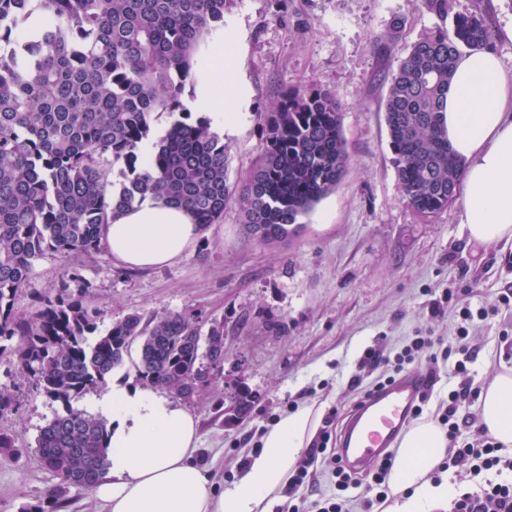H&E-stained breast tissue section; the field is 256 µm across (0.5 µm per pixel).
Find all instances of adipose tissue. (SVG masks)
I'll return each mask as SVG.
<instances>
[{
	"label": "adipose tissue",
	"instance_id": "1",
	"mask_svg": "<svg viewBox=\"0 0 512 512\" xmlns=\"http://www.w3.org/2000/svg\"><path fill=\"white\" fill-rule=\"evenodd\" d=\"M191 111L229 125L238 96L235 74L224 69V38L211 32L201 43L193 71ZM448 143L467 163L465 228L470 240L494 244L512 239V73L495 51L466 52L448 85ZM199 234L184 209L147 201L114 216L104 229L113 261L124 267L170 265ZM482 428L512 450V371L497 375L480 394ZM110 419L109 464L91 489L106 512H265L267 496L283 484L313 422V409L297 408L265 435L261 454L235 490L216 494L207 470L195 461V418L153 390L120 384L91 402ZM447 440L432 420L415 424L400 442L393 473L396 495L388 512H439L451 487L433 484L430 472L444 457Z\"/></svg>",
	"mask_w": 512,
	"mask_h": 512
}]
</instances>
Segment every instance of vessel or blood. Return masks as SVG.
Listing matches in <instances>:
<instances>
[{
	"label": "vessel or blood",
	"mask_w": 512,
	"mask_h": 512,
	"mask_svg": "<svg viewBox=\"0 0 512 512\" xmlns=\"http://www.w3.org/2000/svg\"><path fill=\"white\" fill-rule=\"evenodd\" d=\"M425 383V376L418 373L398 377L375 391L354 413L336 441L348 469L363 468L396 448Z\"/></svg>",
	"instance_id": "1"
}]
</instances>
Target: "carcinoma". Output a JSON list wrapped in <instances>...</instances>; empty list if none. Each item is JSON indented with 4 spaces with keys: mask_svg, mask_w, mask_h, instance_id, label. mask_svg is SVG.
Masks as SVG:
<instances>
[{
    "mask_svg": "<svg viewBox=\"0 0 512 512\" xmlns=\"http://www.w3.org/2000/svg\"><path fill=\"white\" fill-rule=\"evenodd\" d=\"M236 0H0V341L36 388L65 404L37 441L59 483L89 491L106 469V422L71 401L107 383L133 346L135 376L190 401L224 369V322L202 332L200 314L131 313L100 330L98 311L62 293L32 318L14 312L18 293L45 252L101 249L112 214L150 200L183 207L200 230L237 206L264 241L299 233L302 219L333 192L349 159L341 107L313 86L288 90L271 117L266 146L247 181L230 183V156L211 122L189 121L182 96L198 45ZM439 23L400 60L384 105L392 163L403 199L425 216L448 207L464 162L448 145L445 98L456 58L495 47L479 6L420 0ZM34 17L43 25L31 31ZM169 123L143 153L152 126ZM119 167V180L110 178ZM0 430V460L19 454Z\"/></svg>",
    "mask_w": 512,
    "mask_h": 512,
    "instance_id": "cac0c4a2",
    "label": "carcinoma"
}]
</instances>
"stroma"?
I'll list each match as a JSON object with an SVG mask.
<instances>
[{
    "label": "stroma",
    "mask_w": 512,
    "mask_h": 512,
    "mask_svg": "<svg viewBox=\"0 0 512 512\" xmlns=\"http://www.w3.org/2000/svg\"><path fill=\"white\" fill-rule=\"evenodd\" d=\"M481 5L491 16L496 51L512 72V0H455L466 13ZM436 22L419 0H236L224 17V53L237 67L245 103L220 137L230 154V178L247 176L265 144L280 95L315 85L342 106L350 155L344 179L304 217L301 232L268 245L245 230L237 206L200 232L193 250L166 266L115 265L108 249L46 253L14 305L25 317L67 285L71 298L92 302L99 327L127 314L147 317L197 312L224 323V370L185 408L199 422L195 459L217 491L234 490L262 432L292 405H310L316 420L337 408L345 422L378 371L359 369L365 349H400L420 328L451 336L455 322L433 316V293L469 288L473 305L494 306L512 288V239L469 241L464 205L423 217L402 197L384 122L387 78L420 34ZM397 31L388 53L376 41ZM502 315L480 322L475 380L489 384L511 369L502 359ZM360 376L361 387L348 380ZM257 400L249 420L224 425L223 404L236 382ZM0 393L13 412L0 429L15 433L20 453L0 461V512H25L45 502L57 479L36 450L42 428L64 411L36 390L10 352L0 353Z\"/></svg>",
    "instance_id": "35a3bbf8"
}]
</instances>
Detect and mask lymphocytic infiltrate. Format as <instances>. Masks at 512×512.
<instances>
[{
    "label": "lymphocytic infiltrate",
    "mask_w": 512,
    "mask_h": 512,
    "mask_svg": "<svg viewBox=\"0 0 512 512\" xmlns=\"http://www.w3.org/2000/svg\"><path fill=\"white\" fill-rule=\"evenodd\" d=\"M485 308L462 306L458 311V326L451 339L433 335L431 330H418L412 342L394 356H385L377 347L367 348L360 358L361 365L382 368L379 384H387L405 371L420 355H427L431 364L428 384L416 406L415 415H422L434 392L442 363H450V373L458 378L457 388L448 392L446 407L438 417L448 445L442 462L432 472L434 483H441L443 473L468 466L472 486L457 487L449 499V512H512V451L477 428V418L465 414L466 405L478 399L481 387L474 382L471 369L476 349L473 345L475 318L486 317ZM336 410H329L319 439L309 451L304 464L298 466L288 486L287 499L275 512H373L374 506L388 502L390 480L396 462L395 454L363 472L344 467L333 446L332 426ZM323 462L334 481L331 494L312 500L300 496L298 490L309 482L311 465Z\"/></svg>",
    "instance_id": "f902f5d3"
}]
</instances>
